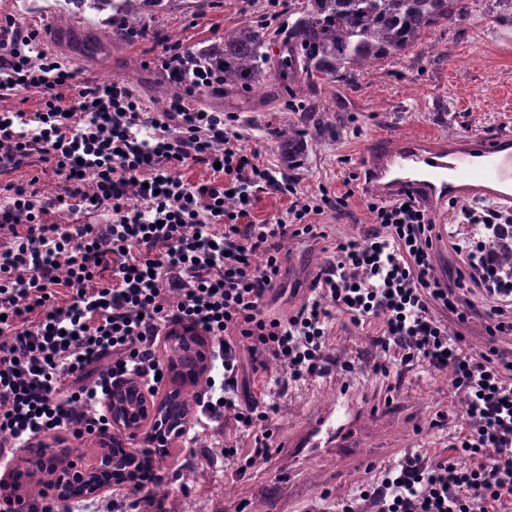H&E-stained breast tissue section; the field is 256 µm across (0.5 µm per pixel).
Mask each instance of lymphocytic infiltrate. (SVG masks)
I'll return each instance as SVG.
<instances>
[{"label": "lymphocytic infiltrate", "mask_w": 512, "mask_h": 512, "mask_svg": "<svg viewBox=\"0 0 512 512\" xmlns=\"http://www.w3.org/2000/svg\"><path fill=\"white\" fill-rule=\"evenodd\" d=\"M40 33L0 27V97L41 93L32 112L0 113V175L51 164L64 194L41 193L36 180L1 186L0 453L65 430L104 432L103 402L114 382L163 373L160 336L187 326L209 338L221 379L212 419L232 413L246 431L269 418L273 404L240 399L243 365L279 362L290 381L328 370L325 336L335 314L355 327L374 324L386 356L447 373L465 397L468 425L451 457L407 453L384 467L359 497L376 512H490L512 500V353L476 351L449 336L445 312L473 311L461 290H478L489 335L512 332V275L495 261L512 234V212L473 204L456 209L441 235L426 206L406 195L365 196L375 227L363 238L328 239L321 225L344 215L348 195L326 186L299 191L297 179L245 146L237 118L197 108L220 95L221 79L198 80L185 68L182 44L159 40L158 59L183 95L160 110L143 106L117 83L85 84L59 57L37 52ZM214 168L204 184L181 168ZM287 196L290 206L255 224L259 195ZM109 210L105 224H51L54 209ZM308 237L329 253L308 283L310 294L289 316L272 305L285 288L287 237ZM448 239L458 261L434 275L437 242ZM248 340L239 351L237 339Z\"/></svg>", "instance_id": "f902f5d3"}]
</instances>
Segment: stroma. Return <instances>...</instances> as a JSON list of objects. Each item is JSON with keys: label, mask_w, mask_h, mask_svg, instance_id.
Segmentation results:
<instances>
[{"label": "stroma", "mask_w": 512, "mask_h": 512, "mask_svg": "<svg viewBox=\"0 0 512 512\" xmlns=\"http://www.w3.org/2000/svg\"><path fill=\"white\" fill-rule=\"evenodd\" d=\"M472 13L462 29L438 26L399 61L368 67L350 82H322L305 89L302 101L343 115L337 133L310 140L299 171L301 189L325 185L343 194L349 173L357 171L360 150L390 135L428 132L447 137L457 132L484 137L512 130V27L500 24L492 0H471ZM270 21L268 53L278 59L280 25L287 12H275L268 0H167L155 10L141 35L113 41L108 14L74 12L72 27L95 36L100 47L87 54L63 44L56 12L47 0H0V26L12 21L38 29L43 51L57 55L77 71L79 81L118 82L133 90L150 109H157L156 90L169 79L156 61L159 36L182 42L190 50L218 41L226 29ZM286 83L269 76L252 92L227 93L199 99V106L238 115L246 145L260 149L269 166L281 168L269 127L285 120H300L288 111ZM375 327H345L342 320L329 325L326 375L275 386L281 372L270 363L268 372L247 373L251 395L274 403L267 423V458L249 463L230 461L224 449L236 445L248 450L252 435L242 432L232 417L209 421V413L195 406L201 425L191 426L187 438L170 444L161 474L170 488L163 500L136 512H182L192 504L195 512H337L340 503L356 500L360 512H373L370 502L357 500L361 485L373 481L368 471L337 473L335 448L319 456L291 454L289 437L325 407L337 394L351 393L358 404L373 409L376 431L352 438L351 448L375 463L391 465L408 452L447 456L448 443L460 432L456 417L464 402L451 389L444 374L421 365L389 362L388 374L374 372L384 355L375 348ZM448 422L438 425L440 415ZM190 469L191 482L181 472Z\"/></svg>", "instance_id": "35a3bbf8"}]
</instances>
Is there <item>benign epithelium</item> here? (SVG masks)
I'll list each match as a JSON object with an SVG mask.
<instances>
[{
    "label": "benign epithelium",
    "instance_id": "obj_1",
    "mask_svg": "<svg viewBox=\"0 0 512 512\" xmlns=\"http://www.w3.org/2000/svg\"><path fill=\"white\" fill-rule=\"evenodd\" d=\"M178 338L192 348L187 359L194 364L196 373H205L209 365L206 345L199 336H186L173 330L166 340ZM112 423V447L103 448L96 463L87 464L82 459H67L60 450L46 459L42 469L59 486L79 484L88 494L103 489L97 482L100 469L110 466L120 470L139 456L138 449L130 442L141 440L146 447H158L164 438L173 441L185 434L190 426L191 407L179 403L178 389L158 392L148 391L141 381L130 376L116 383L108 400Z\"/></svg>",
    "mask_w": 512,
    "mask_h": 512
}]
</instances>
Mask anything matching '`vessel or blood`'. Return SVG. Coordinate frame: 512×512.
Segmentation results:
<instances>
[{
  "instance_id": "1",
  "label": "vessel or blood",
  "mask_w": 512,
  "mask_h": 512,
  "mask_svg": "<svg viewBox=\"0 0 512 512\" xmlns=\"http://www.w3.org/2000/svg\"><path fill=\"white\" fill-rule=\"evenodd\" d=\"M370 191L379 197L410 192L431 210L465 197L499 196L512 188V132L491 138L463 135L451 140L406 135L366 146L361 157ZM325 410L293 435L291 447L310 450L341 440L348 426Z\"/></svg>"
}]
</instances>
